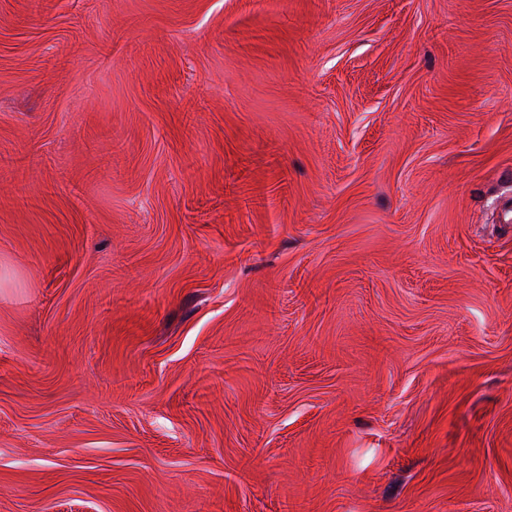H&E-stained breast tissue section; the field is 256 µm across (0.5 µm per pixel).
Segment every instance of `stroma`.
<instances>
[{"label":"stroma","instance_id":"1","mask_svg":"<svg viewBox=\"0 0 512 512\" xmlns=\"http://www.w3.org/2000/svg\"><path fill=\"white\" fill-rule=\"evenodd\" d=\"M512 0H0V512H512Z\"/></svg>","mask_w":512,"mask_h":512}]
</instances>
